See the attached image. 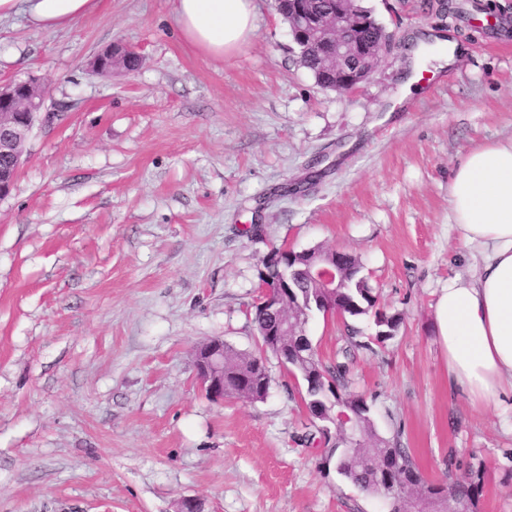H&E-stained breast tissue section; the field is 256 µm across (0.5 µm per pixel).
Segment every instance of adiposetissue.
I'll return each mask as SVG.
<instances>
[{
	"mask_svg": "<svg viewBox=\"0 0 512 512\" xmlns=\"http://www.w3.org/2000/svg\"><path fill=\"white\" fill-rule=\"evenodd\" d=\"M93 0H0V20L24 16L55 31L86 16ZM182 39L221 59L256 32L254 0H176ZM448 221L468 250L467 276L436 306L448 379L483 412L512 395V138L471 147L448 182Z\"/></svg>",
	"mask_w": 512,
	"mask_h": 512,
	"instance_id": "adipose-tissue-1",
	"label": "adipose tissue"
}]
</instances>
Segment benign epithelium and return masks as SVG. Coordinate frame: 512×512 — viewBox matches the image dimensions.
<instances>
[{"instance_id":"7a95c632","label":"benign epithelium","mask_w":512,"mask_h":512,"mask_svg":"<svg viewBox=\"0 0 512 512\" xmlns=\"http://www.w3.org/2000/svg\"><path fill=\"white\" fill-rule=\"evenodd\" d=\"M283 0H274L276 12L288 15V29L292 40L300 49L315 50L318 66L329 76L327 87L338 92L352 91L367 81L379 69L391 40L365 39V32L377 24L368 10L356 0H336L330 12L312 8L308 0H288V10L282 8ZM133 50L125 47H108L98 53L92 70L104 68ZM50 98L49 90L33 80H16L0 84V200L10 194L23 164L24 146L35 125L51 119L45 111ZM296 251L284 248L272 254L271 262L280 268V276L260 284L257 305L278 311L292 296L294 273L303 271L317 281L319 291L315 305L325 313L336 312V249H321L304 267H298ZM303 323L285 319L269 333L270 352L283 355V339L290 336L299 342L305 335ZM194 363L197 376L206 393L216 401L224 400V341L212 339L196 347Z\"/></svg>"}]
</instances>
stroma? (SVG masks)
<instances>
[{
	"label": "stroma",
	"instance_id": "35a3bbf8",
	"mask_svg": "<svg viewBox=\"0 0 512 512\" xmlns=\"http://www.w3.org/2000/svg\"><path fill=\"white\" fill-rule=\"evenodd\" d=\"M453 2L456 20L360 0L394 43L351 93L316 85L271 0L222 60L181 39L175 0H98L57 31L0 22V82L49 86L53 114L0 200V512H387L301 445L317 428L274 356L258 402L211 400L195 376L211 338L256 351L273 250L318 246L357 257L399 319L379 344L373 315L313 314L319 359L347 361L348 392L427 481L482 470L477 512H512V399L475 416L435 327L440 288L467 272L448 181L468 148L512 137V0L489 27ZM429 29L467 51L400 98ZM116 43L139 70L93 73Z\"/></svg>",
	"mask_w": 512,
	"mask_h": 512
}]
</instances>
